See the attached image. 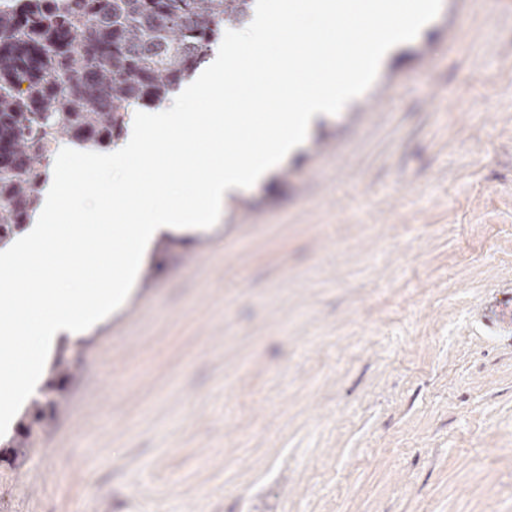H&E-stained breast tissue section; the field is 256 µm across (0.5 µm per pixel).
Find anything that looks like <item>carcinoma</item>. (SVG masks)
<instances>
[{
    "mask_svg": "<svg viewBox=\"0 0 512 512\" xmlns=\"http://www.w3.org/2000/svg\"><path fill=\"white\" fill-rule=\"evenodd\" d=\"M254 2L0 0V245L31 222L60 143L117 146L132 111L163 106ZM63 365L8 442L14 454L61 407Z\"/></svg>",
    "mask_w": 512,
    "mask_h": 512,
    "instance_id": "obj_1",
    "label": "carcinoma"
}]
</instances>
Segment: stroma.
<instances>
[{"label": "stroma", "instance_id": "stroma-1", "mask_svg": "<svg viewBox=\"0 0 512 512\" xmlns=\"http://www.w3.org/2000/svg\"><path fill=\"white\" fill-rule=\"evenodd\" d=\"M154 244L0 512H512V0H442L213 227Z\"/></svg>", "mask_w": 512, "mask_h": 512}]
</instances>
